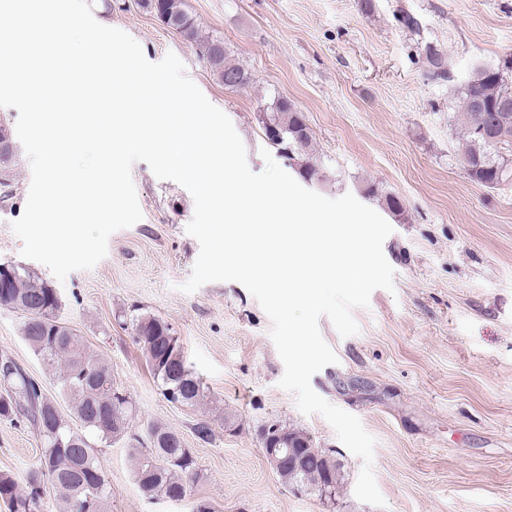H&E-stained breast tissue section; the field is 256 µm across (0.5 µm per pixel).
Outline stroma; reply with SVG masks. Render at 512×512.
Wrapping results in <instances>:
<instances>
[{"mask_svg":"<svg viewBox=\"0 0 512 512\" xmlns=\"http://www.w3.org/2000/svg\"><path fill=\"white\" fill-rule=\"evenodd\" d=\"M203 33L223 37L232 62L252 75L229 89L194 48L147 13L138 0H91L95 19L121 29L157 62L174 53L188 77L223 111L241 137L252 171L264 168L260 102L277 97L305 113L321 168L311 189L345 193L381 210L392 194L401 215L383 251L394 288L375 290L353 316L357 335L341 337L328 318L320 332L337 355L311 378L314 391L357 416L374 437L373 470L384 507L359 501V458L318 415H303L278 385L284 365L270 338L271 321L240 283L181 289L199 255L187 231L190 192L158 179L146 163L132 167L142 218L115 232L95 267L57 281L21 255L11 224L31 183L20 154L0 201V263L28 268L56 289L59 319L84 337L130 396L132 431L159 424L178 431L196 461L198 479L185 501L144 497L132 473L126 438L94 439L110 481L107 512H512V184L488 189L459 165V125L447 85L427 75L419 40L443 50L464 79L473 62L512 52V0H185ZM415 15L421 35L396 21ZM375 186L377 196L363 195ZM149 313L180 338L191 370L205 386L201 405L167 402L141 348L124 324ZM25 315L0 308V355L13 357L58 393L55 376L21 336ZM271 421L305 431L333 450L345 473L334 506L276 477L259 434ZM206 422L208 441L194 428ZM42 440L23 419L0 418V473L25 481L39 464Z\"/></svg>","mask_w":512,"mask_h":512,"instance_id":"35a3bbf8","label":"stroma"}]
</instances>
